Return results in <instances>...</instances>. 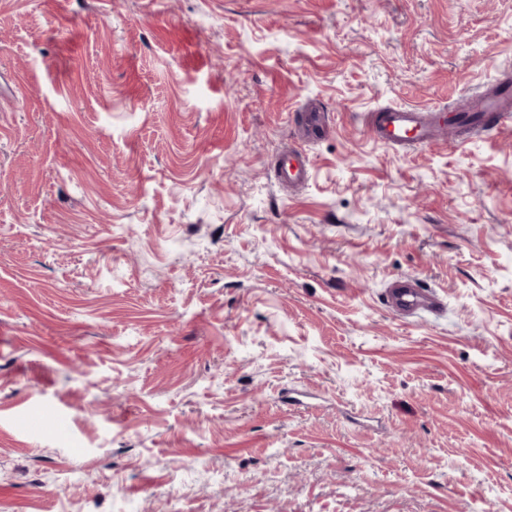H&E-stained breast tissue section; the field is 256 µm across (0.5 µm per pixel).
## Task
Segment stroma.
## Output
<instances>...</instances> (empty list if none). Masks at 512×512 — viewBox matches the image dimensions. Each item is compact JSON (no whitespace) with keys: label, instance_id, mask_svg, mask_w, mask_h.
<instances>
[{"label":"stroma","instance_id":"1","mask_svg":"<svg viewBox=\"0 0 512 512\" xmlns=\"http://www.w3.org/2000/svg\"><path fill=\"white\" fill-rule=\"evenodd\" d=\"M508 73L512 0H0V512H512V131L367 126ZM438 112L390 106L375 112L372 133L386 145L428 146L441 140L442 117ZM274 170L277 178L289 185L302 183L308 177V163L301 155H295L288 160V165L276 163ZM385 298L392 311L404 316L419 310H436L440 306L433 290L410 278L394 279L387 289Z\"/></svg>","mask_w":512,"mask_h":512}]
</instances>
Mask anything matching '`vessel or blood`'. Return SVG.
Here are the masks:
<instances>
[{"mask_svg":"<svg viewBox=\"0 0 512 512\" xmlns=\"http://www.w3.org/2000/svg\"><path fill=\"white\" fill-rule=\"evenodd\" d=\"M467 110L470 126L480 128L488 124L499 132L512 129V84L502 80L489 92L472 95ZM442 131V118L437 113L405 106L381 108L372 121L373 134L387 145H433L440 141ZM274 170L280 181L291 185L308 177V163L299 155L288 163L276 164ZM385 298L392 311L404 316L440 306L433 290L410 278L394 279Z\"/></svg>","mask_w":512,"mask_h":512,"instance_id":"b4317fda","label":"vessel or blood"}]
</instances>
